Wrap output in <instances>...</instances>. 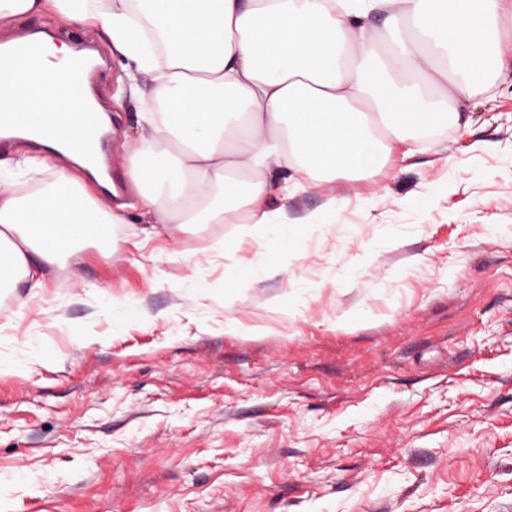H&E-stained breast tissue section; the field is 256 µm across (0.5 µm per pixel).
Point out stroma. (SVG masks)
<instances>
[{"mask_svg": "<svg viewBox=\"0 0 512 512\" xmlns=\"http://www.w3.org/2000/svg\"><path fill=\"white\" fill-rule=\"evenodd\" d=\"M407 140L272 193L288 245L135 213L0 292V512H512V85Z\"/></svg>", "mask_w": 512, "mask_h": 512, "instance_id": "1", "label": "stroma"}]
</instances>
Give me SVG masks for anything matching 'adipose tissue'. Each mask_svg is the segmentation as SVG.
<instances>
[{"mask_svg": "<svg viewBox=\"0 0 512 512\" xmlns=\"http://www.w3.org/2000/svg\"><path fill=\"white\" fill-rule=\"evenodd\" d=\"M0 0V31L27 16L99 31L130 63L129 95L150 130L130 143L131 201L103 208L87 183L58 167L33 193L0 190V288L35 280L37 265L101 241V228L140 209L153 224H220L243 212L295 235L262 207L280 174H363L386 161L400 133L447 123L487 96L485 76H512L502 24L512 0ZM394 37L374 47L366 18ZM442 64L448 98L402 73ZM72 48L49 42L0 70V114L54 129L97 111L75 79Z\"/></svg>", "mask_w": 512, "mask_h": 512, "instance_id": "adipose-tissue-1", "label": "adipose tissue"}]
</instances>
